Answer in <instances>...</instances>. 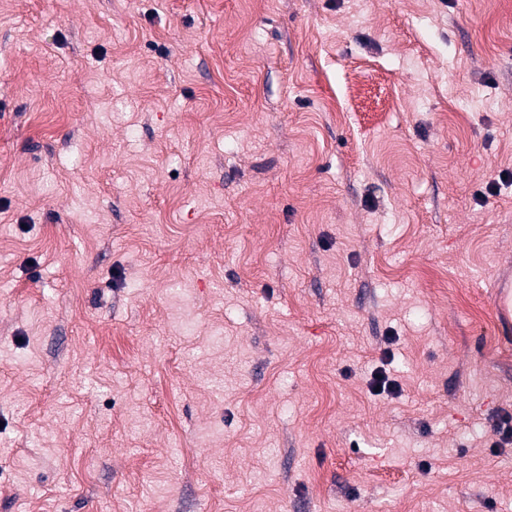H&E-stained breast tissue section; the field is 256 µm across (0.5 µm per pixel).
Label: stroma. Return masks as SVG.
Segmentation results:
<instances>
[{
	"label": "stroma",
	"mask_w": 512,
	"mask_h": 512,
	"mask_svg": "<svg viewBox=\"0 0 512 512\" xmlns=\"http://www.w3.org/2000/svg\"><path fill=\"white\" fill-rule=\"evenodd\" d=\"M511 261L512 0H0V512H512ZM494 310L503 328L512 330V266L497 269L492 275Z\"/></svg>",
	"instance_id": "stroma-1"
}]
</instances>
